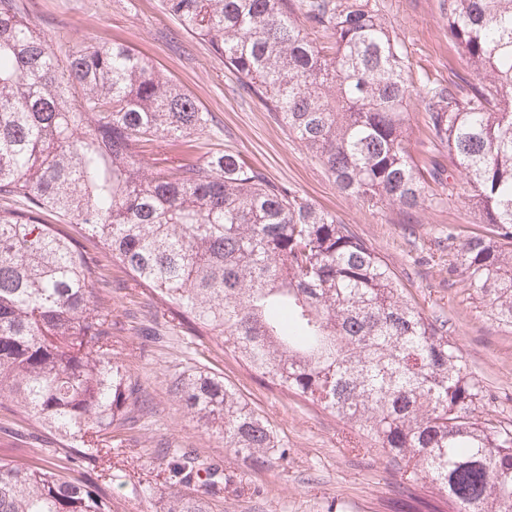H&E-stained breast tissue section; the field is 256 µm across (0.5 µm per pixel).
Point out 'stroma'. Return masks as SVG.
<instances>
[{
    "instance_id": "35a3bbf8",
    "label": "stroma",
    "mask_w": 512,
    "mask_h": 512,
    "mask_svg": "<svg viewBox=\"0 0 512 512\" xmlns=\"http://www.w3.org/2000/svg\"><path fill=\"white\" fill-rule=\"evenodd\" d=\"M31 23L57 56L93 42L122 43L149 58L157 71L195 97L212 117L209 138L239 155L268 180L290 189L351 225L394 272L426 315H444L469 367L493 398L486 410L512 419V333L489 320L462 276L448 272L441 230L460 238L482 233L479 215L463 203L432 205L402 223L398 212L368 207L341 192L323 162L309 152L252 94L245 79L187 34L164 0H23ZM414 76L457 81L466 64L448 39L440 0H377ZM84 251L105 267L112 291V354L140 389L133 429L113 430L121 452L112 458L107 488L113 512H161V487L147 459L160 448H195L223 466L233 482L216 512H408L401 474L386 460L354 451L356 432L320 406L260 380L211 336L192 335L167 305L83 235ZM195 370L223 376L267 421L288 449L283 466L257 468L224 446L218 429L200 427L169 391L173 378ZM59 443L34 421L0 402V455L20 460L54 456Z\"/></svg>"
}]
</instances>
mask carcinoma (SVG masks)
<instances>
[{
    "label": "carcinoma",
    "mask_w": 512,
    "mask_h": 512,
    "mask_svg": "<svg viewBox=\"0 0 512 512\" xmlns=\"http://www.w3.org/2000/svg\"><path fill=\"white\" fill-rule=\"evenodd\" d=\"M288 130L337 188L406 218L443 201L435 161L412 156L409 110L465 177L486 225L459 245L489 319L512 325V0H442L468 76L413 77L373 0H165ZM212 118L120 43L73 48L61 65L20 0H0V398L54 433L43 463L0 456V512H112L71 471L112 459L137 387L112 359V292L98 260L49 224L62 217L158 292L188 330L220 338L261 377L320 404L454 512H512V423L448 320L429 317L336 215L222 150L155 159ZM169 391L224 447L262 464L288 448L221 377L194 371ZM163 512H212L231 483L195 448L164 452Z\"/></svg>",
    "instance_id": "cac0c4a2"
}]
</instances>
